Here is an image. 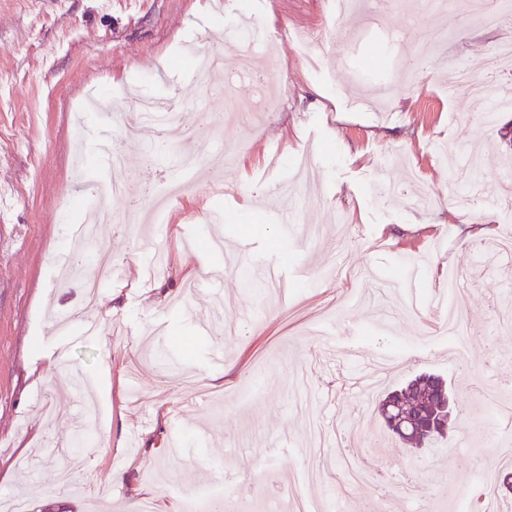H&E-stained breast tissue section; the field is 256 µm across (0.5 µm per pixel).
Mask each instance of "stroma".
I'll list each match as a JSON object with an SVG mask.
<instances>
[{
	"mask_svg": "<svg viewBox=\"0 0 512 512\" xmlns=\"http://www.w3.org/2000/svg\"><path fill=\"white\" fill-rule=\"evenodd\" d=\"M0 0V512H156L184 507L188 492L222 485L244 512L288 495L315 512H364L369 487L351 485L338 464L374 449L397 457L381 496L392 512H456L481 500L471 480L512 449V261L488 264L512 236V213L490 194L512 170V109L485 124L467 97L446 89L464 60L512 42V0H483L499 23L480 27L470 0L426 8L399 0L353 40L313 35L335 18L334 0ZM441 29L428 55L425 27ZM254 50L240 55L242 34ZM222 51L238 117L196 73L193 49ZM271 84L255 107L248 75ZM183 102L181 119L202 166L223 184L197 178L155 224H127L128 200L102 210L97 248L75 241L90 203L88 176L109 182L87 130L136 97ZM479 145L481 194L457 193L444 152ZM314 156H307V149ZM126 174L163 193L177 174L179 147L165 159L125 143ZM288 178V198L254 187ZM395 189L380 195L378 184ZM295 224L273 221L284 205ZM224 237L220 252L205 247ZM87 269L105 264L121 278L97 293L83 322L54 329L56 309L81 305L80 283L58 279L61 252ZM426 265L423 292L472 278L460 336L439 333L438 312L406 310L402 256ZM277 267L287 295L258 277ZM384 266L392 283L372 275ZM257 287L244 286L245 276ZM211 276L215 284L198 287ZM190 304L195 317L182 314ZM220 319L201 330L199 316ZM337 355L319 358L318 338ZM392 352L387 381L364 390L350 347ZM60 369L46 371L48 360ZM82 372L73 391L65 365ZM136 369L138 389L126 374ZM428 372L448 381L454 406L439 451L417 456L379 417L386 393ZM256 384L250 402L242 387ZM87 442L74 449L76 425ZM81 459L79 491L60 470ZM267 470L265 483L246 472Z\"/></svg>",
	"mask_w": 512,
	"mask_h": 512,
	"instance_id": "35a3bbf8",
	"label": "stroma"
}]
</instances>
